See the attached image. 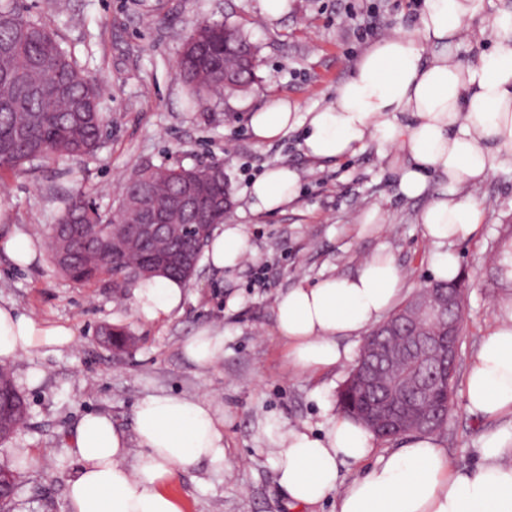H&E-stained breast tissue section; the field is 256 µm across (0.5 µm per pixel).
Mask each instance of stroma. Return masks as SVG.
<instances>
[{
    "label": "stroma",
    "mask_w": 512,
    "mask_h": 512,
    "mask_svg": "<svg viewBox=\"0 0 512 512\" xmlns=\"http://www.w3.org/2000/svg\"><path fill=\"white\" fill-rule=\"evenodd\" d=\"M27 2L31 16L52 29L98 83L105 130L90 155L0 174V238L14 226L43 237L79 191L100 210H111L141 166L219 163L233 200L226 221L244 225L255 254L225 272L199 263L182 313L146 322L134 312L131 290L113 288L111 277L77 283L49 256L21 269L0 251V299L72 328L76 339L59 354L8 363L27 402L28 423L0 442V462H12L17 448L37 449L43 458L40 469L21 471L11 512H65L67 483L78 467L67 441L81 418L106 412L129 434L136 403L163 393L208 397L224 415L226 469L201 463L168 483L183 512H289L270 434L326 424L362 341L341 340L348 358L336 368L296 372L276 331L277 297L301 284L352 274L380 251L396 258L407 277L403 293L412 295L432 278V246L417 215L447 181L432 175L426 196L409 199L399 193V174L376 144L321 164L305 156L296 131L257 144L249 117L277 95L305 109L325 104L370 44L393 31H413L420 0H288L287 15L278 19L262 14L260 0ZM204 19L238 23L258 48L255 82L207 103L193 98L176 74L183 36ZM280 165L299 172L298 198L273 214L251 212V181ZM476 197L486 210L479 233L450 246L465 288L459 386L482 336L505 311L504 297L490 284L487 257L512 225V163L491 174ZM374 206L385 212L386 224L360 232V214ZM209 326L223 332L224 355L202 369L187 359L183 344ZM113 329L131 336L127 348L106 343L104 334ZM498 427L457 403L438 437L453 464L469 470L481 461L484 435Z\"/></svg>",
    "instance_id": "35a3bbf8"
}]
</instances>
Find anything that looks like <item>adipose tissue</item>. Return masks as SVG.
<instances>
[{
    "mask_svg": "<svg viewBox=\"0 0 512 512\" xmlns=\"http://www.w3.org/2000/svg\"><path fill=\"white\" fill-rule=\"evenodd\" d=\"M483 0H422L414 31L386 36L368 48L320 107L275 97L249 118L260 144L300 131V148L318 161H339L377 143L399 172V191L424 194L430 174L448 189L420 211L422 236L433 251L434 279L455 280L459 263L446 242L474 236L483 211L470 191L504 161H512V11L475 27ZM479 33L491 42L476 63L458 60V44ZM300 175L282 165L265 171L247 190L249 208L273 213L294 200ZM205 261L233 269L252 256L243 225L214 226ZM404 284L395 258L377 253L356 273L329 277L282 293L275 325L288 358L304 373L336 366L346 353L340 339L368 331L396 302ZM185 281L156 276L133 290L135 313L154 321L180 313ZM74 342L73 331L52 326L14 305L0 303V362L23 354L47 357ZM202 368L224 355V336L204 328L183 346ZM463 407L488 421L512 417V313L482 338L465 374ZM273 465L280 489L296 512H312L328 494L336 512H512V429L484 437L476 470L455 468L436 435L408 438L391 453L375 455V435L344 416L318 434L283 429L274 439ZM79 464L67 484V512H182L166 484L178 471L226 461L224 419L205 397L155 395L135 408L133 435L104 412L85 414L71 439ZM362 473L343 480L344 465Z\"/></svg>",
    "mask_w": 512,
    "mask_h": 512,
    "instance_id": "adipose-tissue-1",
    "label": "adipose tissue"
}]
</instances>
